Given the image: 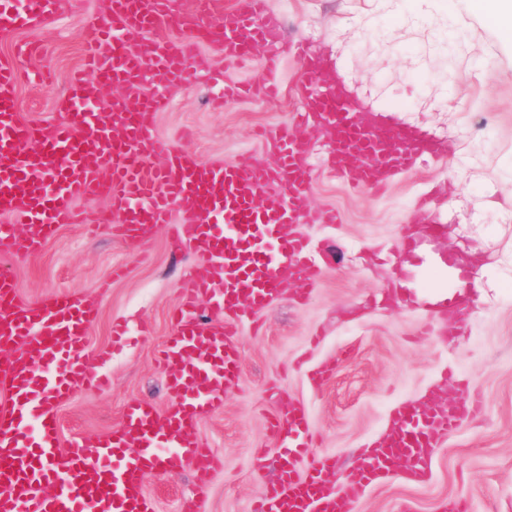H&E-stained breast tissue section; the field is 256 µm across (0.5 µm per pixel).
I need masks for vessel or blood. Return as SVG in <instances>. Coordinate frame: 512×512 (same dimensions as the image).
<instances>
[{
  "instance_id": "b4317fda",
  "label": "vessel or blood",
  "mask_w": 512,
  "mask_h": 512,
  "mask_svg": "<svg viewBox=\"0 0 512 512\" xmlns=\"http://www.w3.org/2000/svg\"><path fill=\"white\" fill-rule=\"evenodd\" d=\"M60 0H0V33L44 26L59 14ZM221 14L210 43L226 62L242 64L267 43L265 68L280 61L281 25L263 0H194L185 29ZM169 0H112L106 26L86 43L95 74L70 78L66 108L56 122L37 125L18 112V72L0 59V383L9 399L0 406V512H155L142 478L191 466L197 491H205L224 462L196 431L240 381V328L254 322L296 285L305 300L321 269L301 224H333L334 212L305 205L312 182V142L280 128L270 134L274 163L238 159L211 163L159 139L153 117L162 101L147 85H177L197 45L165 41L155 30L170 23ZM299 55L314 86L296 127L327 129L329 167L355 190L380 193L417 165L447 155L446 144L415 128L396 126L378 112H361L346 84L327 73L310 50ZM121 86L123 96L99 105L98 85ZM163 154L165 167L153 159ZM105 198L110 210L91 209ZM26 233H19V225ZM62 224H108L115 238L139 243L160 226L192 245L203 276L192 278L171 314L175 327L158 353L171 405L159 412L132 400L119 427L95 443L79 438L62 446L57 406L77 391L101 386L83 353L94 301L68 293L22 302L15 268L39 251ZM437 225L420 235L403 227L400 249L419 252L438 238ZM480 409L468 393L444 405L435 396L391 413L372 450L338 467L334 456L315 460L297 475L298 457L318 441L306 412L285 400L269 430L282 447L278 479L265 485L254 512H351L354 493L385 478L397 459L426 475L442 437Z\"/></svg>"
}]
</instances>
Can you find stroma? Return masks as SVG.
Returning a JSON list of instances; mask_svg holds the SVG:
<instances>
[{"instance_id": "1", "label": "stroma", "mask_w": 512, "mask_h": 512, "mask_svg": "<svg viewBox=\"0 0 512 512\" xmlns=\"http://www.w3.org/2000/svg\"><path fill=\"white\" fill-rule=\"evenodd\" d=\"M264 2L282 26L279 95L220 102L225 86L265 79L267 48L257 45L252 60L235 67L199 43L208 68L189 70L185 83L164 89L167 104L155 114L160 137L208 162L270 159L260 130L289 125L310 89L296 49L301 40L338 68L363 111H390L398 124L446 141L451 156L374 195L330 172L327 134L306 129L315 149L306 203L339 217L308 229L321 279L305 303L285 295L263 314L260 329L244 327L242 383L197 427L224 460L205 495L197 496L188 465L173 476L147 474L144 491L155 512H179L191 501L197 512H252L277 474L281 449L268 422L280 399L302 406L321 436L296 463L303 474L324 454L349 461L381 434L396 406L438 384L475 395L480 413L441 440L425 482L411 483L406 469L397 468L356 494L354 512H448L455 500L465 501L468 512H512V33L489 21L480 0ZM108 15L107 0H65L50 25L0 34V56L21 43L34 48L18 61L24 120H56L68 76L82 62L83 41ZM434 189L440 196L432 218L443 236L402 267L400 228L411 224L414 200ZM449 250L482 263L476 275L484 293L464 320L435 322L419 307L374 304L399 273L406 294L427 291ZM115 267L123 274L88 323L83 346L89 367L110 385L78 391L60 404L65 443L112 431L131 400L166 409L157 351L173 332L168 313L180 302L184 281L204 269L190 250L173 244L167 229L133 245L113 238L108 226L93 232L84 224L61 225L16 268L21 299L37 301L61 292L94 296ZM116 321L132 332L119 351L112 348ZM327 363L335 366L332 376L313 386L309 371Z\"/></svg>"}]
</instances>
